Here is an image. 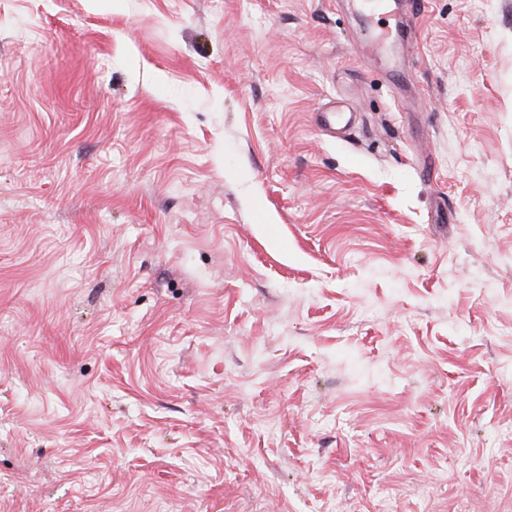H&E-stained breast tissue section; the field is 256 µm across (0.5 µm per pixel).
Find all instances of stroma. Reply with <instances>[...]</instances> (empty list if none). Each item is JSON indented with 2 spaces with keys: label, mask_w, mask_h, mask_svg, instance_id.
Instances as JSON below:
<instances>
[{
  "label": "stroma",
  "mask_w": 512,
  "mask_h": 512,
  "mask_svg": "<svg viewBox=\"0 0 512 512\" xmlns=\"http://www.w3.org/2000/svg\"><path fill=\"white\" fill-rule=\"evenodd\" d=\"M356 2L0 0V512H512V0ZM410 1L411 23L405 20L404 4L399 0H372L367 9L369 34L362 52L368 57L381 58L383 48L392 42H409L412 36V22L424 9V0Z\"/></svg>",
  "instance_id": "1"
}]
</instances>
